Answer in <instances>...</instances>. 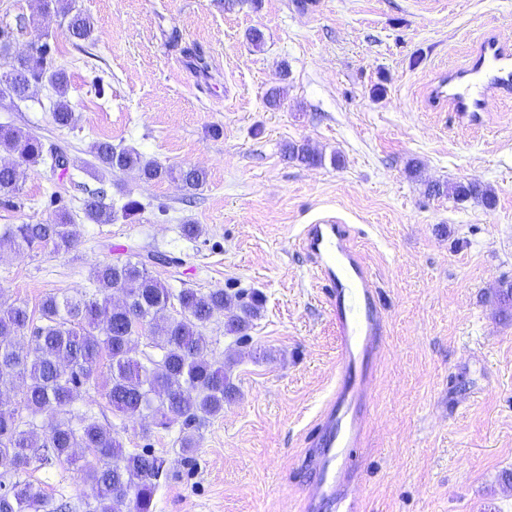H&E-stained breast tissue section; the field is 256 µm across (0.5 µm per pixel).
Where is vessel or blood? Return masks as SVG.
<instances>
[{
  "instance_id": "b4317fda",
  "label": "vessel or blood",
  "mask_w": 512,
  "mask_h": 512,
  "mask_svg": "<svg viewBox=\"0 0 512 512\" xmlns=\"http://www.w3.org/2000/svg\"><path fill=\"white\" fill-rule=\"evenodd\" d=\"M512 97V45L483 35L465 64L441 75L429 93L459 117L489 111ZM300 247L325 288L339 339L336 389L307 442L313 480L304 512H358L347 487L355 475L352 456L364 442L373 403L374 358L385 333L378 290L354 247L349 225L328 220L303 229Z\"/></svg>"
}]
</instances>
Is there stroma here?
Instances as JSON below:
<instances>
[{"label":"stroma","mask_w":512,"mask_h":512,"mask_svg":"<svg viewBox=\"0 0 512 512\" xmlns=\"http://www.w3.org/2000/svg\"><path fill=\"white\" fill-rule=\"evenodd\" d=\"M73 3L95 23L92 42L66 39L38 0H0L15 53L50 41L77 116L54 124L45 82L24 100L0 94V124L70 159L63 175L21 169L0 225L50 221L63 205L77 237L69 254L0 253V302L34 308L87 291L93 264L147 243L178 257L156 271L171 288L263 298L243 347L223 315L208 324L211 357L234 358L239 395L202 427L193 465L175 467L155 512H301L305 441L336 385L338 335L299 237L329 218L354 226L387 330L349 485L361 512H512V307L497 297L512 284V98L470 120L427 103L437 73L462 65L481 35L512 44V0ZM102 139L201 168L207 182L189 190L132 170L95 179L90 145ZM292 143L321 164L289 159ZM101 182L115 204L130 196L141 210L86 220L85 191ZM458 182L487 186L494 206L429 191ZM186 223L202 227L198 239H183ZM73 411L121 430L128 448L143 444L101 387ZM21 477L85 512L89 489L71 465Z\"/></svg>","instance_id":"stroma-1"}]
</instances>
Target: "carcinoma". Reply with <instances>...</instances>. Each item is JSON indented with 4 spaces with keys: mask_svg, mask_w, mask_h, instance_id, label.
Returning <instances> with one entry per match:
<instances>
[{
    "mask_svg": "<svg viewBox=\"0 0 512 512\" xmlns=\"http://www.w3.org/2000/svg\"><path fill=\"white\" fill-rule=\"evenodd\" d=\"M41 2L61 17L70 38L93 39L90 16L68 0ZM50 51L43 42L31 48V54L16 57L0 85L11 96L25 99L33 84L47 82L57 94L51 112L54 124L72 127L77 118L67 98V72L46 64ZM1 151L29 166L45 165L62 174L69 169L67 157L46 150L40 137L16 128L0 125ZM91 153L98 162L95 178L102 171L134 170L146 182L177 179L193 190L206 183L200 169L164 166L108 140L94 142ZM288 156L306 165L322 162L305 144L289 145ZM18 178L15 166L0 165V198L7 203L19 191ZM454 193L487 208L495 202L479 183H460ZM106 196L103 188L87 190V220L109 224L116 219L113 207L104 202ZM76 242L65 209L52 222L0 225V250L33 253L49 248L68 254ZM151 259L161 266L176 263L170 252L146 248L121 261L95 264L91 280L97 288L92 291L48 295L34 309L24 301L0 304V391L18 396L13 407L0 404V512H62L40 486L16 475L37 462H70L77 448L85 450L78 471L91 490L86 512H154L160 484L174 465L193 462L200 429L237 397L230 365L209 357L211 340L205 329L215 314L226 311V332L236 336L237 344L248 342V330L262 307L260 293L175 291L153 275ZM139 336L149 340L154 352L137 358L130 355L129 344ZM103 367L109 374L105 398L112 412L166 431L179 426V459L157 454L148 443L147 427L142 428L147 444L130 450L117 430L95 417H69L81 389L97 385ZM47 412L61 419L41 435L35 418Z\"/></svg>",
    "mask_w": 512,
    "mask_h": 512,
    "instance_id": "1",
    "label": "carcinoma"
}]
</instances>
